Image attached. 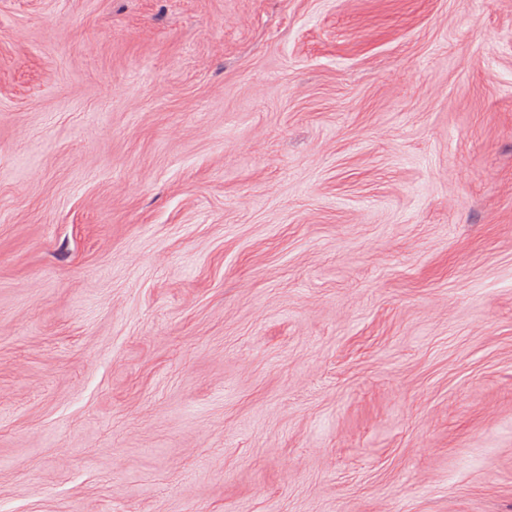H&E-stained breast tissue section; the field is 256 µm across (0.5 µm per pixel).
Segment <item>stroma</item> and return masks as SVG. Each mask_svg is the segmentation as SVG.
I'll return each mask as SVG.
<instances>
[{
  "label": "stroma",
  "instance_id": "1",
  "mask_svg": "<svg viewBox=\"0 0 512 512\" xmlns=\"http://www.w3.org/2000/svg\"><path fill=\"white\" fill-rule=\"evenodd\" d=\"M0 512H512V0H0Z\"/></svg>",
  "mask_w": 512,
  "mask_h": 512
}]
</instances>
